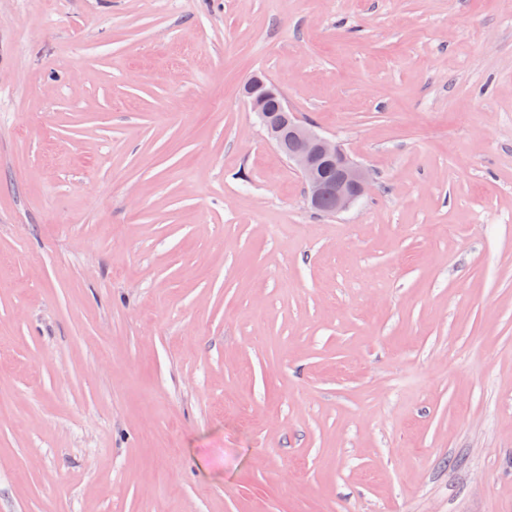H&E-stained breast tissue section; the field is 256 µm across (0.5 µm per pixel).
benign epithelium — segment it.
Wrapping results in <instances>:
<instances>
[{
  "label": "benign epithelium",
  "instance_id": "benign-epithelium-1",
  "mask_svg": "<svg viewBox=\"0 0 512 512\" xmlns=\"http://www.w3.org/2000/svg\"><path fill=\"white\" fill-rule=\"evenodd\" d=\"M241 94L257 115L267 139L300 174L306 202L312 209L336 215L372 193L374 182L369 170L335 140L298 119L284 97L262 76H252ZM271 98L279 100L275 112L266 108Z\"/></svg>",
  "mask_w": 512,
  "mask_h": 512
}]
</instances>
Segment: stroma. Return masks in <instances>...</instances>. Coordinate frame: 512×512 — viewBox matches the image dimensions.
Masks as SVG:
<instances>
[{"mask_svg":"<svg viewBox=\"0 0 512 512\" xmlns=\"http://www.w3.org/2000/svg\"><path fill=\"white\" fill-rule=\"evenodd\" d=\"M0 512H512V0H0ZM241 94L257 115L267 139L300 174L306 202L312 209L336 215L372 193L374 182L369 170L335 140L298 119L288 109L283 95L278 96L262 76H252L243 85ZM271 98L279 100L276 112L266 108ZM327 172H332L333 177L327 179ZM326 197L331 199L329 208L321 205Z\"/></svg>","mask_w":512,"mask_h":512,"instance_id":"obj_1","label":"stroma"}]
</instances>
